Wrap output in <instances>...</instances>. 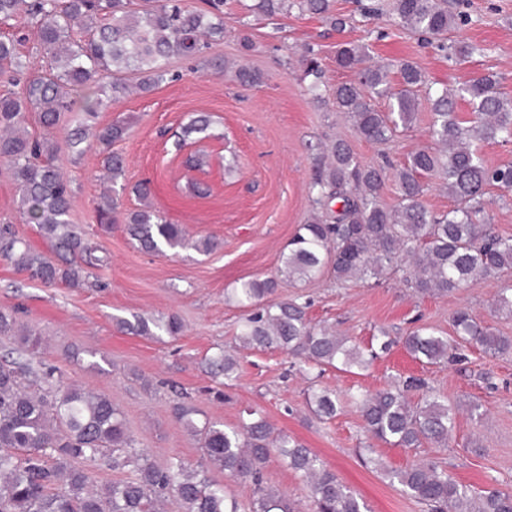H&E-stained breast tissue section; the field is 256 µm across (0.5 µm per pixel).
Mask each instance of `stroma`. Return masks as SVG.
<instances>
[{"label": "stroma", "mask_w": 512, "mask_h": 512, "mask_svg": "<svg viewBox=\"0 0 512 512\" xmlns=\"http://www.w3.org/2000/svg\"><path fill=\"white\" fill-rule=\"evenodd\" d=\"M391 5L392 0H334L336 13L354 18L340 32L295 10L258 21L241 7L227 5L224 38L212 52L260 71L262 84L243 87L231 74L197 70L176 59L172 79L154 91L125 95L92 116L80 110L67 113L54 131L62 142L81 124L99 129L118 119L128 121V134L115 145L126 160L123 182L128 189L120 196L121 209L138 207L131 188L150 182L153 203L168 221L184 225L191 238L209 237L218 244L208 255L190 248L147 254L131 242L124 225L101 230L96 202L103 189L102 164L92 148L80 156L61 151L58 162L71 181L72 220L96 246L102 265L87 269L81 285L56 288L31 280L0 258V309L12 312L19 328L37 330L44 338L33 363L54 369L62 383L108 395L124 413L137 447L156 464L173 457L192 466L200 461L197 437L173 413L182 404L195 409L196 420L228 426L244 411L262 413L275 431L310 448L368 512H427L386 476L419 460L447 465L469 487L512 491V354L491 357L470 346L461 361L426 365L399 344L369 369H326L320 385L339 392L375 391L392 378L413 375L447 397L457 408L447 447L427 444L409 450L369 440L355 406H345L328 421L313 416L306 404L309 382L291 357L279 350L241 349L238 335L246 310L224 298L226 290L244 281L277 276L283 247L313 213L315 158L327 145L342 139L364 163L387 159L398 166L432 144L427 101L412 128L392 141L379 145L358 137L330 100L337 84L353 78L336 65L338 43L368 44L375 63L412 61L436 89H455L494 71L512 98V0H448L461 19L459 36L482 49L463 64L398 29ZM245 36L252 51L241 48ZM310 50L323 72L321 103L313 101L302 78L301 59ZM192 113L212 115L218 138L184 142L183 125ZM199 151L206 154V165L186 167L187 157ZM18 208L16 187L1 174L0 224H13L20 237L46 251V242L33 225L20 220ZM510 286L512 275H502L446 296L419 297L407 288L402 271L390 269L376 283L339 285L325 274L296 285L284 281L274 298L308 302L311 323L333 327L365 348L382 329L398 338L425 325L452 336L451 316L460 308L512 336V317L494 315L492 309L497 290ZM133 313L173 314L183 329L173 338L120 333L113 316ZM222 350L239 362L229 382L213 379L207 369L208 358ZM475 405L481 418L470 413ZM365 446L373 448L377 467L363 463L358 450ZM264 479L287 493L299 512H312L309 488L298 473L272 458Z\"/></svg>", "instance_id": "1"}]
</instances>
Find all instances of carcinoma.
Returning <instances> with one entry per match:
<instances>
[{"label":"carcinoma","instance_id":"1","mask_svg":"<svg viewBox=\"0 0 512 512\" xmlns=\"http://www.w3.org/2000/svg\"><path fill=\"white\" fill-rule=\"evenodd\" d=\"M225 0H208L209 9L196 10L185 0H152L140 10L131 0H0V23L24 18L39 32L40 46L49 58L48 72L36 80L21 81L25 64L18 46L24 38L0 37V73L17 87L0 96V173L15 183L20 215L37 225L50 243L55 258L34 251L13 232L0 225V256L11 260L29 277L47 286H71L82 266H96L101 259L86 232L72 222L73 195L70 179L57 164L60 144L51 131L73 111L76 98L111 80L112 98L131 88L153 90L169 76L174 59L196 58L218 72L224 62L208 57L212 43L224 37ZM292 9L317 15L336 29L346 19L333 13L332 0H254L247 10L273 16ZM395 23L423 37L457 63H465L481 48L456 36L457 22L448 12L447 0H394ZM369 47L344 42L336 47V65L356 71V78L336 86V107L347 113L360 138L383 144L398 130L416 120L419 101H432L430 135L433 146L413 153L394 173L398 203L380 202L386 171L381 165L364 164L351 146L337 141L330 160L320 156L311 188L314 204L322 215L300 225L280 255L281 276L305 281L328 271L338 282L380 279L384 271L399 267L407 286L421 296H446L455 291L512 271V237L498 234L487 212L490 188L512 191V162L495 167L479 152L482 143H512V99L500 91L502 78L487 72L462 87L432 91L422 71L411 62L398 65L399 83L389 80L390 65H368ZM317 93L320 69L315 58L305 59L303 78ZM234 80L253 87L262 74L240 66ZM390 100L388 111L372 99ZM465 100L472 118L459 119L457 101ZM36 113L43 129L34 135L27 129L28 116ZM209 115L189 118L183 134L189 138L212 129ZM128 131L123 120L93 132L82 125L65 141L76 153L94 145L104 153L103 180L110 183L96 207L100 224H124L131 239L147 253H162L185 246L207 255L217 243L209 238L189 239L179 224L169 223L152 202L147 182L138 186L140 207L126 214L118 211L114 196L126 162L112 145ZM435 176L448 193V211L435 214L421 202L424 179ZM342 202L339 210L331 203ZM272 278L248 280L233 289L237 302L253 308L245 318L239 341L245 348L282 350L303 366L365 368L394 344L386 333L376 337L368 350L348 344V338L313 325L307 303L296 299L263 303L274 293ZM493 312L512 316V292L499 291ZM118 330L133 336L174 337L182 324L174 315L129 318L112 317ZM455 339L425 328L404 338V347L428 365L456 358L457 345L479 346L492 356L512 351V339L482 324L468 310L452 317ZM17 336L25 351L35 353L42 337L34 330H16L15 317L0 310V338ZM211 373L234 378L237 358L221 351L210 359ZM32 364L0 361V512H157L164 499L173 497L184 512H295L288 496L266 484L263 468L277 456L288 469L307 479L314 512H367L365 504L310 449L284 433H274L262 415L249 413L233 426L206 420L197 424L194 410L178 406V421L199 438L206 465L224 475L250 481L253 496L242 504L229 498L224 485L211 481L179 457L158 467L135 448L123 413L104 395L74 385L53 383L54 369L42 373L46 388L30 390L27 377ZM418 379H408L376 392L353 397L363 429L375 440L415 449L423 443L448 447L456 410L432 392L416 399ZM307 404L319 418L336 417V393L313 383L307 388ZM128 476L102 486L95 485L92 466L105 458ZM391 481L431 512H512V492L489 488L475 492L459 483L447 468L422 460L403 470L387 472Z\"/></svg>","mask_w":512,"mask_h":512}]
</instances>
